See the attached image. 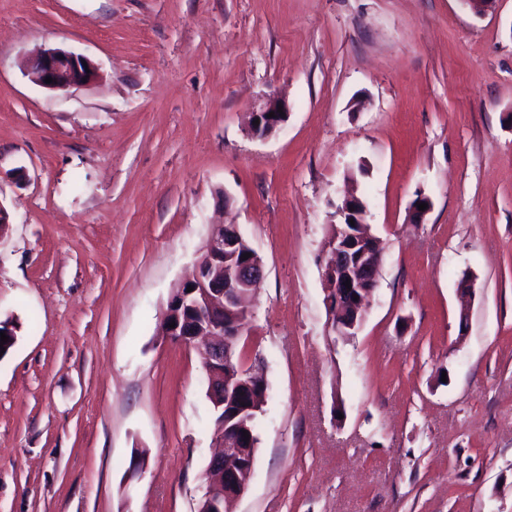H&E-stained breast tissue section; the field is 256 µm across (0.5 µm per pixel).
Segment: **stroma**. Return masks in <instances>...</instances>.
I'll list each match as a JSON object with an SVG mask.
<instances>
[{"label": "stroma", "instance_id": "stroma-1", "mask_svg": "<svg viewBox=\"0 0 512 512\" xmlns=\"http://www.w3.org/2000/svg\"><path fill=\"white\" fill-rule=\"evenodd\" d=\"M47 48L96 78L33 83ZM351 190L383 262L342 337L324 242ZM0 206V512H193L207 377L162 322L215 224L264 267L235 512H512V0H0ZM278 106H282L284 116H281L278 112ZM270 112H274L275 117L268 118L267 114ZM286 113V105L280 100L275 98L266 99L265 102L252 113V122L250 127L251 136L256 138H265L269 136L282 122H284ZM254 120H259V124H253Z\"/></svg>", "mask_w": 512, "mask_h": 512}]
</instances>
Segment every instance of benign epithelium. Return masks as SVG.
<instances>
[{
  "instance_id": "7a95c632",
  "label": "benign epithelium",
  "mask_w": 512,
  "mask_h": 512,
  "mask_svg": "<svg viewBox=\"0 0 512 512\" xmlns=\"http://www.w3.org/2000/svg\"><path fill=\"white\" fill-rule=\"evenodd\" d=\"M29 76L41 87L66 90L85 80L92 81L96 67L82 55L49 48L34 60ZM48 77L53 82H45ZM280 105V100L269 98L252 113V119L259 124L251 125V136L265 138L284 122V117L278 113ZM271 112L275 116L267 117ZM339 214L344 217L342 225L352 222L364 233L339 230L325 243L329 254L324 272L326 304L334 306L328 323L333 334L353 336L361 328L365 306L377 289L383 250L364 223L365 205L360 198L352 195L346 198ZM238 237L234 224H219L211 230L205 245L206 258L198 261L192 277L179 286L180 297L195 320L185 326L177 321L175 327L167 328L173 339L198 345L207 373L208 392L215 399L217 391L224 388V372L220 366L229 356L232 342L241 335L244 317L248 316V312L241 310L228 325L224 321V309L234 303L242 304L263 278V263L257 254L235 265L225 264V253L238 247ZM347 280L351 285L349 289L345 287ZM189 286L193 291H186ZM214 440L218 451L209 461L201 499L215 507V512H224V504L236 501L248 488L254 457L249 455L246 446L252 440L243 437V428L228 427L222 420L218 421Z\"/></svg>"
}]
</instances>
